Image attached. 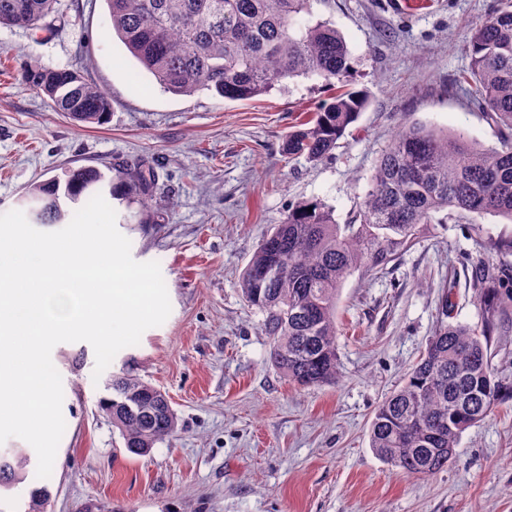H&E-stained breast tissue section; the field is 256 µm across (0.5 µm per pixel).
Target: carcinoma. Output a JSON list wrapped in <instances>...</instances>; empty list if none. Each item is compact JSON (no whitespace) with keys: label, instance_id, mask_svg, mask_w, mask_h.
I'll return each instance as SVG.
<instances>
[{"label":"carcinoma","instance_id":"obj_1","mask_svg":"<svg viewBox=\"0 0 512 512\" xmlns=\"http://www.w3.org/2000/svg\"><path fill=\"white\" fill-rule=\"evenodd\" d=\"M58 0H0V26L48 32ZM107 24L164 90L193 95L208 90L231 101L266 95L288 79L317 76L334 90L288 132L283 151L314 162L333 153L369 103L351 87V52L326 20H312L314 0H104ZM307 15L309 19L301 21ZM470 57L460 87L500 131L499 145L484 147L461 133L414 124L398 130L382 152L351 221L338 224L318 201L293 204L256 248L239 282L242 299L263 315L275 368L300 387L334 384L339 376L337 302L356 271L377 273L410 247L425 224L465 221L474 215L512 221V0L469 25ZM21 81L45 94L56 111L85 125L106 123L107 95L76 68L26 66ZM156 181L142 165L106 177L93 168L71 170L60 183L33 185L35 224H61L77 205L108 191L132 210L144 207ZM312 211H307V208ZM512 251V238L489 243L472 261L468 286L478 293L480 322H452L454 288L440 299L438 326L418 360L375 409L369 445L384 463L414 477L448 467L461 435L501 404L512 401V382L499 377L490 347L499 317L512 307V276L498 274L493 254ZM112 396L100 411L122 436L126 450L149 454L177 426L166 394L139 377L112 376ZM31 455L0 454V490L26 480ZM48 487L29 491L24 512H45Z\"/></svg>","mask_w":512,"mask_h":512}]
</instances>
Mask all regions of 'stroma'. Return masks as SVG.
Wrapping results in <instances>:
<instances>
[{"instance_id":"35a3bbf8","label":"stroma","mask_w":512,"mask_h":512,"mask_svg":"<svg viewBox=\"0 0 512 512\" xmlns=\"http://www.w3.org/2000/svg\"><path fill=\"white\" fill-rule=\"evenodd\" d=\"M496 0H315L351 52L353 81L370 103L333 155L290 158L282 143L300 113L328 96L321 79L296 78L270 94L230 101L203 90L164 91L117 36L104 0H59L52 35L0 26V214L22 209L32 184L82 167H153L138 224L116 206V226L139 262H158L171 313L94 376L85 342L61 343L65 431L52 474L28 475L0 494L20 512L48 486L46 512H512V402L465 431L442 472L409 476L369 446L375 409L399 386L437 326L449 278L468 258L512 236V221L485 215L429 224L370 277L353 273L338 300L337 384L300 387L272 365L263 316L238 292L263 237L298 201L318 200L348 223L376 161L411 124L464 131L491 146L490 120L452 90L469 66L467 23ZM81 67L106 92L109 120L85 127L24 86L20 68ZM165 391L176 429L146 456L127 452L97 408L112 375Z\"/></svg>"}]
</instances>
